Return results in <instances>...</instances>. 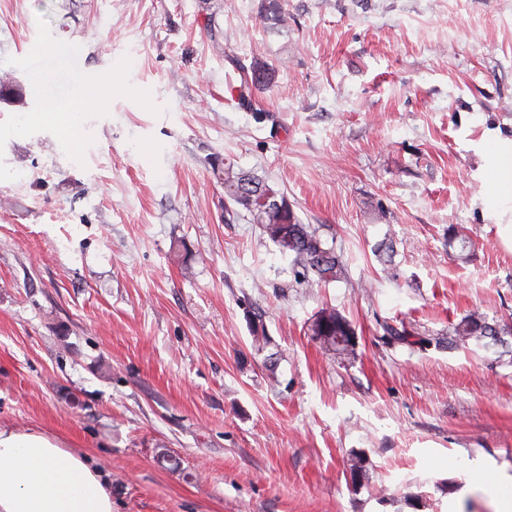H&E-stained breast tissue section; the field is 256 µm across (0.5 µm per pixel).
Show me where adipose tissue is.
Returning a JSON list of instances; mask_svg holds the SVG:
<instances>
[{
  "mask_svg": "<svg viewBox=\"0 0 512 512\" xmlns=\"http://www.w3.org/2000/svg\"><path fill=\"white\" fill-rule=\"evenodd\" d=\"M0 512H112V490L63 441L0 427Z\"/></svg>",
  "mask_w": 512,
  "mask_h": 512,
  "instance_id": "ef3b65f1",
  "label": "adipose tissue"
}]
</instances>
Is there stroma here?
Listing matches in <instances>:
<instances>
[{"label": "stroma", "instance_id": "35a3bbf8", "mask_svg": "<svg viewBox=\"0 0 512 512\" xmlns=\"http://www.w3.org/2000/svg\"><path fill=\"white\" fill-rule=\"evenodd\" d=\"M37 28L60 48L41 82ZM90 72L112 107L80 114L78 146L25 123ZM504 139L512 0H0V425L85 454L115 512H496L512 207L485 169ZM227 159L278 185L345 280L296 277L225 201ZM325 307L356 329L350 360L311 335ZM474 310L498 342L449 344ZM54 48L55 40L46 36H36L32 39L30 49L27 53V67L34 77L43 78L45 76L44 72L37 70L36 67H34V64L38 58L50 55Z\"/></svg>", "mask_w": 512, "mask_h": 512}]
</instances>
